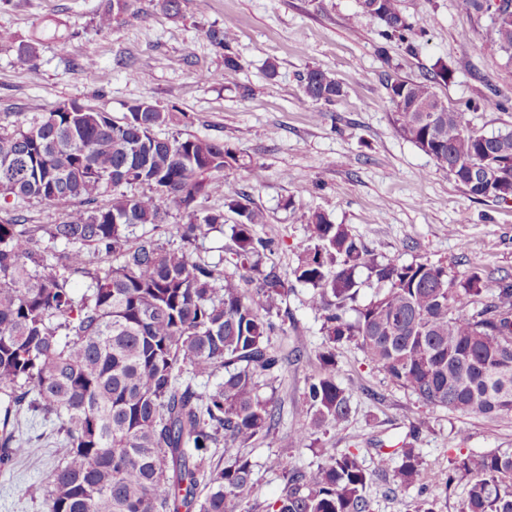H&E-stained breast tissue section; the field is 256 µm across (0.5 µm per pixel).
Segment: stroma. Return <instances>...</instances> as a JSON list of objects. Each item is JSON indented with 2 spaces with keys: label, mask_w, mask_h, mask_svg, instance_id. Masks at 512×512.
Returning a JSON list of instances; mask_svg holds the SVG:
<instances>
[{
  "label": "stroma",
  "mask_w": 512,
  "mask_h": 512,
  "mask_svg": "<svg viewBox=\"0 0 512 512\" xmlns=\"http://www.w3.org/2000/svg\"><path fill=\"white\" fill-rule=\"evenodd\" d=\"M130 3L101 31L95 18L105 0H0V28L38 42L28 62L15 49L0 48V117L32 124L77 102L119 119L142 100L186 113V122L159 129V136L213 138L237 151L242 161L225 166L224 183L266 212L256 232L275 243L273 260L287 278L310 244L306 220L317 211L399 264L427 260L458 277L512 274V199L466 195L396 133L385 89L387 76L418 80L440 63L452 73L438 88L445 102L465 109L484 133L512 128V64L482 50L490 14H462L456 0H400L411 29L405 40L389 41L383 23L365 15L359 0H181L176 16L161 0ZM228 19L234 40L224 50L206 32ZM228 54L236 68L225 67ZM90 55L97 59L92 71L84 67ZM311 68L340 83L334 103L306 97L301 77ZM251 163L263 167L261 183L252 181ZM309 294L295 286L286 332L271 339L276 351L301 358L264 391L280 420L245 450L254 478L248 512H265L279 497L288 463L315 467L320 447L354 451L371 471L373 512H412L419 489L390 495L387 477L375 470L377 449L406 440L423 457V482L439 492L440 512H458L467 487L449 482V457L460 450L511 453L512 420L426 406L354 345L336 351V380L352 395L345 428L319 436L313 449L284 447L304 421L299 405L319 370L321 320ZM23 432L33 442L0 468V512H41L27 490L45 482L65 455L51 424L38 420ZM457 432L465 441L455 450L448 441Z\"/></svg>",
  "instance_id": "obj_1"
}]
</instances>
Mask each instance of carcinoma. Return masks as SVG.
<instances>
[{"instance_id": "obj_1", "label": "carcinoma", "mask_w": 512, "mask_h": 512, "mask_svg": "<svg viewBox=\"0 0 512 512\" xmlns=\"http://www.w3.org/2000/svg\"><path fill=\"white\" fill-rule=\"evenodd\" d=\"M113 0L96 16L100 30L120 14ZM495 12L483 45L512 62V0ZM384 36L411 29L399 0H383ZM229 49L232 27L211 28ZM0 47L22 60L35 42L16 43L0 30ZM448 82L441 66L419 81L390 78L387 98L395 131L415 144L474 199L512 196V130L485 134L468 113L418 111L439 99ZM305 95L332 103L342 95L334 77L310 69ZM181 122L175 112L138 101L117 121L108 112H51L28 127L0 123V201L17 211L34 200L64 210L53 224H27L20 215L0 223V466L24 452L23 427L52 419L66 456L37 492L42 512H235L252 493L253 469L244 449L272 428L275 412L262 395L288 358L269 336L286 321L292 290L275 264L271 242L256 233L267 215L220 175L236 160L224 142L162 138ZM139 170L133 182L114 174ZM495 175L485 179V171ZM147 188L119 191L122 185ZM112 193V199H99ZM222 195L240 220L229 225L232 269L194 257L199 239L224 230V212L197 209ZM177 245L156 233L172 216ZM313 246L298 258L294 281L311 289L321 319L320 371L307 383V421L288 434L290 448L342 430L351 394L336 381V348L353 344L393 384L427 406L489 419L512 417V277L472 272L448 276L425 261H384L321 212L307 218ZM151 232L133 236V228ZM366 279L360 280V274ZM87 278L76 296L72 275ZM375 288L361 303L363 285ZM223 371L213 388L198 383ZM224 447V468L211 465ZM314 469H288L270 512H372L370 475L353 452L318 449ZM422 458L410 444L377 450V469L392 472L389 492L420 482ZM467 483L460 512H512V454H458L448 482ZM207 492L197 502V490Z\"/></svg>"}]
</instances>
